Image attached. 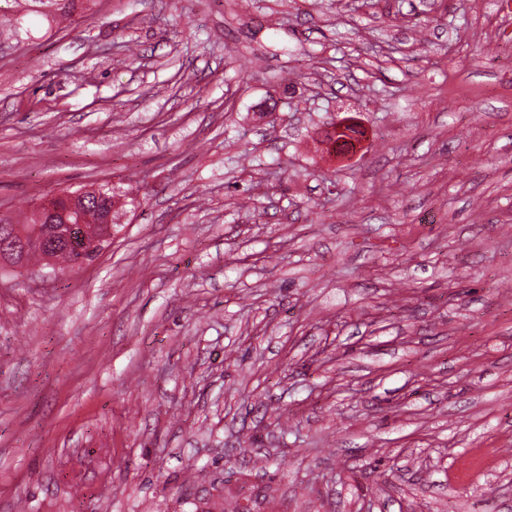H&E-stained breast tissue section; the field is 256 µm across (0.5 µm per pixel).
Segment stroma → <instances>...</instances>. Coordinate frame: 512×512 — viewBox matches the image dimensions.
<instances>
[{"label": "stroma", "mask_w": 512, "mask_h": 512, "mask_svg": "<svg viewBox=\"0 0 512 512\" xmlns=\"http://www.w3.org/2000/svg\"><path fill=\"white\" fill-rule=\"evenodd\" d=\"M106 183L0 260V512H512V11L0 0V218ZM46 2L43 3L42 0H34L30 1L32 3L38 2L42 5H54L56 6V9L54 11H51L49 13H41L46 17V20L48 24L50 25V21H54L55 19H67L72 13L80 8L82 11H86L89 9V5H87L89 0H45ZM58 1H63L62 3ZM79 2V3H77ZM89 192H92L90 193L91 195H88ZM58 200L64 201L67 206V211L63 214L64 220L68 213L92 205L100 213V224L110 226L112 225V217L114 224V219H116L118 213V205L112 209V203L115 206L120 199L114 191L111 197L108 194L99 193L98 190H96V192H93V190H82L75 193L48 195L36 204L34 212L39 218L47 220V224H53V233L57 237H61L62 245L67 246L70 251L81 254L78 260L81 264L84 256L92 250L93 246L97 242L104 241L107 238L94 237L90 239L88 230L84 225H87L93 235L100 236L104 233V230L98 225L99 216L95 209L84 208L79 213L76 212L69 217L73 222L80 219L84 224L80 222L78 224L66 222L56 224L54 219L56 218V214L59 213V209L56 207L55 203ZM495 461L493 451L484 452L469 460H464L454 472V479L466 483L474 482Z\"/></svg>", "instance_id": "stroma-1"}]
</instances>
